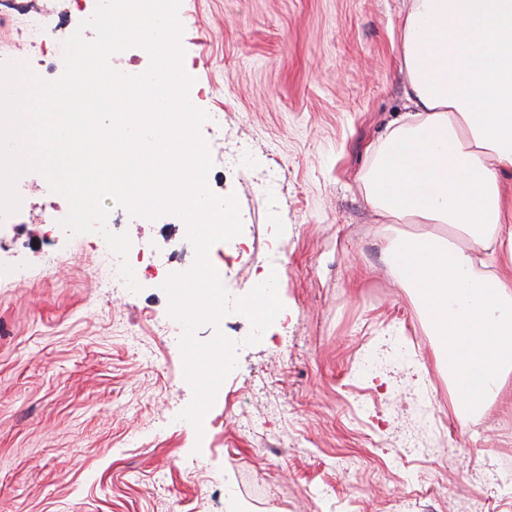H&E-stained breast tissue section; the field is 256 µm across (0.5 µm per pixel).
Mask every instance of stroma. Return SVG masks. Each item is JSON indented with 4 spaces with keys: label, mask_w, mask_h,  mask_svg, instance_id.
<instances>
[{
    "label": "stroma",
    "mask_w": 512,
    "mask_h": 512,
    "mask_svg": "<svg viewBox=\"0 0 512 512\" xmlns=\"http://www.w3.org/2000/svg\"><path fill=\"white\" fill-rule=\"evenodd\" d=\"M402 2H180L194 105L224 115L223 136L200 128L210 155L277 172L208 187L236 197L255 251L285 226V318L255 345L239 313L197 331L240 344L201 427L180 417L193 390L156 268L133 263L134 293L107 286L94 233L32 222L38 193L0 229L25 274L0 281V512H399L428 486V512H512L482 473L512 456V395L457 410L418 298L384 267L388 242L431 228L380 223L361 182L405 104ZM112 223L134 246L183 240L193 266L181 217Z\"/></svg>",
    "instance_id": "35a3bbf8"
}]
</instances>
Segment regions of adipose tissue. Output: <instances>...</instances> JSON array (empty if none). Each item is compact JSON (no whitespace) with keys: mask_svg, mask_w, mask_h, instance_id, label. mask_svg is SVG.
<instances>
[{"mask_svg":"<svg viewBox=\"0 0 512 512\" xmlns=\"http://www.w3.org/2000/svg\"><path fill=\"white\" fill-rule=\"evenodd\" d=\"M405 109L363 177L382 223L444 225L486 251L410 236L388 256L414 289L459 408L512 388V0H406Z\"/></svg>","mask_w":512,"mask_h":512,"instance_id":"ef3b65f1","label":"adipose tissue"}]
</instances>
